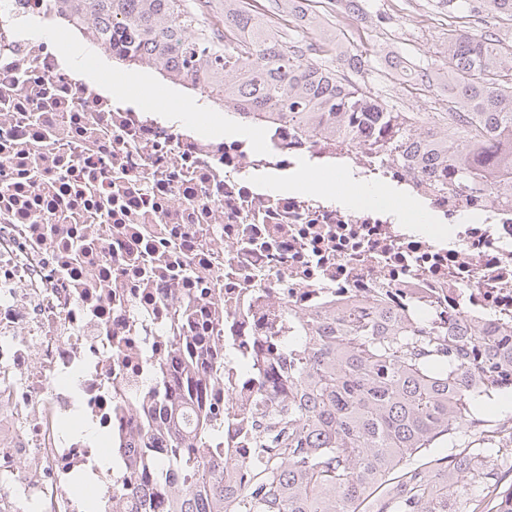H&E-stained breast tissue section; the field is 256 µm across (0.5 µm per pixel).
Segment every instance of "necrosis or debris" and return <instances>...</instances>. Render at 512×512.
Returning a JSON list of instances; mask_svg holds the SVG:
<instances>
[{
    "label": "necrosis or debris",
    "instance_id": "4bbe7bcc",
    "mask_svg": "<svg viewBox=\"0 0 512 512\" xmlns=\"http://www.w3.org/2000/svg\"><path fill=\"white\" fill-rule=\"evenodd\" d=\"M48 14L47 0H0V512H84L79 484L116 512L99 461L118 448L128 477L132 442L165 431L157 408L182 395L188 364L203 404L224 409L228 454H242L276 338L325 310L512 332V206L373 159L371 127L226 137L206 93H129L151 66L112 73L89 40L64 61ZM302 164L406 187L430 231L380 200L271 189Z\"/></svg>",
    "mask_w": 512,
    "mask_h": 512
}]
</instances>
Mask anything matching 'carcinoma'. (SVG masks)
Instances as JSON below:
<instances>
[{
  "instance_id": "cac0c4a2",
  "label": "carcinoma",
  "mask_w": 512,
  "mask_h": 512,
  "mask_svg": "<svg viewBox=\"0 0 512 512\" xmlns=\"http://www.w3.org/2000/svg\"><path fill=\"white\" fill-rule=\"evenodd\" d=\"M512 21V0H485ZM49 20L88 32L123 65H163L162 78L230 107L238 122L286 121L311 138L382 131L368 145L377 159L430 170L438 188L462 196L512 193V45L493 34L448 24L442 70L448 111L393 112L336 67L355 59L321 20L300 16L275 28L247 0H224V25L241 30L244 48L216 42L186 0H50ZM297 352L278 367L288 393H260L242 437L245 457L224 460V410L196 420L193 446L179 433L184 406L168 405L173 432L161 463L141 464L118 486L126 512H490L498 471L512 468V425H479V404L512 392V343L486 342L433 325L414 327L382 311L311 320ZM479 385L470 387L468 376ZM448 441L444 457L424 452ZM186 479L165 489L163 473Z\"/></svg>"
}]
</instances>
